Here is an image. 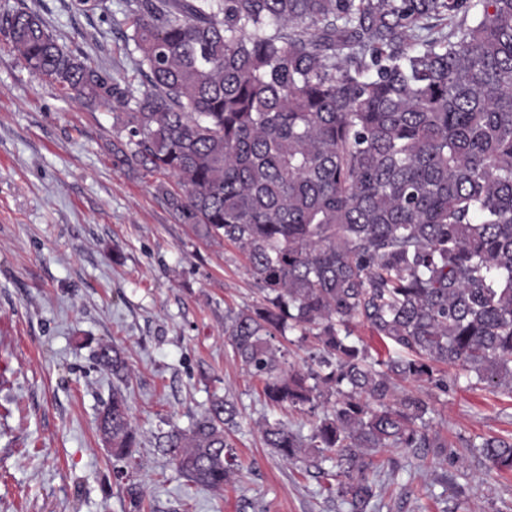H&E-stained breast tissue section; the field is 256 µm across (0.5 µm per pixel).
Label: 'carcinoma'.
<instances>
[{"instance_id":"cac0c4a2","label":"carcinoma","mask_w":512,"mask_h":512,"mask_svg":"<svg viewBox=\"0 0 512 512\" xmlns=\"http://www.w3.org/2000/svg\"><path fill=\"white\" fill-rule=\"evenodd\" d=\"M140 86L61 45L39 15L6 19L34 75L116 105L114 163L168 175L183 224L237 246L261 302L224 333L267 405L313 418L306 436L263 418L282 460L336 467L349 512L381 496V448H450L432 425L443 367L512 395V0H127ZM366 327L388 348L353 338ZM312 337L304 368L273 344ZM98 430L140 447L122 351ZM418 384L396 396L397 380ZM239 411L214 398L155 437L188 482H233ZM512 472V438L479 446Z\"/></svg>"}]
</instances>
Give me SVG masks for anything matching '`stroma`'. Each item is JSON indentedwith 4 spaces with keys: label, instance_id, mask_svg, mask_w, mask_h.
Instances as JSON below:
<instances>
[{
    "label": "stroma",
    "instance_id": "stroma-1",
    "mask_svg": "<svg viewBox=\"0 0 512 512\" xmlns=\"http://www.w3.org/2000/svg\"><path fill=\"white\" fill-rule=\"evenodd\" d=\"M37 13L61 45L115 78L136 73L126 0L86 15L74 0H0V19ZM116 110L90 106L34 76L0 33V512H348L329 476L290 465L262 442L261 386L224 334L227 314L260 299L243 258L180 223L158 177L115 165ZM125 354V394L144 448L132 479L115 475L97 429L112 395L98 343ZM431 448L379 453L386 486L371 512H512V473L475 446L512 437V396L471 389L447 369ZM234 400L238 481L215 492L187 482L152 441L188 428L213 396Z\"/></svg>",
    "mask_w": 512,
    "mask_h": 512
}]
</instances>
